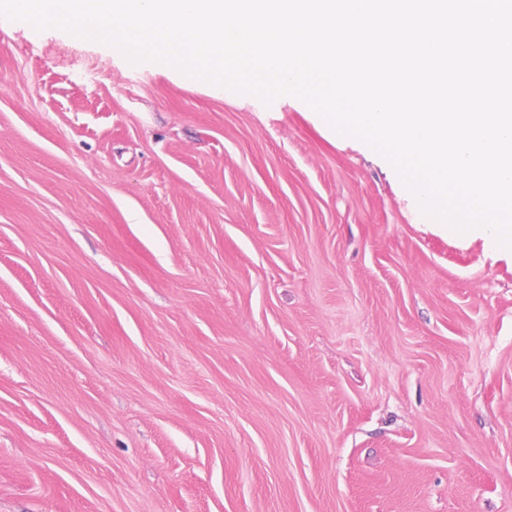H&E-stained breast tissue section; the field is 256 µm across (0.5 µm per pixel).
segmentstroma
<instances>
[{"label": "stroma", "instance_id": "obj_1", "mask_svg": "<svg viewBox=\"0 0 512 512\" xmlns=\"http://www.w3.org/2000/svg\"><path fill=\"white\" fill-rule=\"evenodd\" d=\"M0 512H512V255L297 98L0 18Z\"/></svg>", "mask_w": 512, "mask_h": 512}]
</instances>
